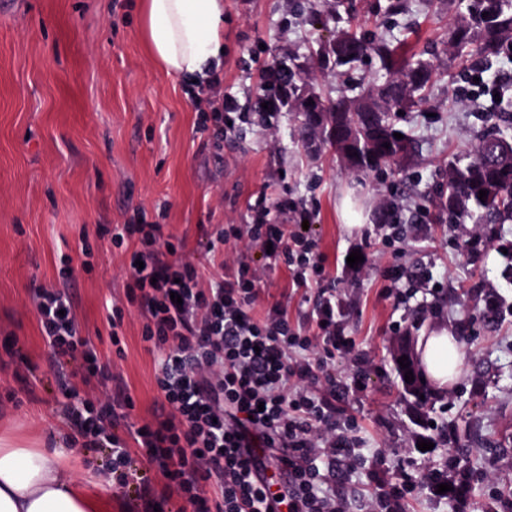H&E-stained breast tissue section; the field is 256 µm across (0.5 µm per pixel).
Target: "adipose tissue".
<instances>
[{
	"mask_svg": "<svg viewBox=\"0 0 512 512\" xmlns=\"http://www.w3.org/2000/svg\"><path fill=\"white\" fill-rule=\"evenodd\" d=\"M144 32L167 74L209 82L224 63V0H145ZM416 352L437 389L458 380L465 354L451 330L420 337ZM61 459L55 450L0 439V512H112L111 497L88 493Z\"/></svg>",
	"mask_w": 512,
	"mask_h": 512,
	"instance_id": "obj_1",
	"label": "adipose tissue"
}]
</instances>
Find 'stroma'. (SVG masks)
Returning a JSON list of instances; mask_svg holds the SVG:
<instances>
[{"instance_id": "1", "label": "stroma", "mask_w": 512, "mask_h": 512, "mask_svg": "<svg viewBox=\"0 0 512 512\" xmlns=\"http://www.w3.org/2000/svg\"><path fill=\"white\" fill-rule=\"evenodd\" d=\"M0 9V437L20 448H61L77 459L80 480L99 485L112 457L71 446L60 415L63 395L48 362L30 293L63 286L73 299L82 337L113 375L110 389L135 401L115 432L126 436L150 417L159 399L155 366L142 341L144 318L126 317L113 346L106 299H123L129 249L111 247L98 230L134 217L183 238L204 276L218 264L206 253L200 225L247 224L263 186L288 194L315 214L309 232L321 259L311 288L292 295L288 320L313 310L319 287L335 286L336 317L364 370L336 355L330 370L344 391L336 404L341 431L366 457L384 455L390 470L442 468L449 451L483 472L470 492L472 512L491 495L512 494V317L492 322L485 301L512 302L501 275L498 241L467 250L470 224L440 220L433 206L449 154L466 149L482 127L475 107L455 89L467 68L445 75L444 33L453 16L437 0H405L384 15L385 0H353L356 22L404 40L430 58L437 76L426 101L397 120L416 152L399 175L352 176L334 150L316 156L301 146L302 115L284 112L273 128L243 124L224 141L199 132L211 101L234 95L254 105L263 72L289 54L309 61L313 40L334 28L317 22L304 0H224V66L219 80L195 86L152 60L142 31L140 0H13ZM362 216L346 226L344 198ZM423 222L418 236L394 238V224ZM89 241L91 271L63 279L64 257ZM358 251L357 267L347 258ZM460 328L465 360L448 390L427 402L406 395L397 369L401 347L415 348L433 328ZM454 440H447V433ZM433 447L421 451L420 441Z\"/></svg>"}]
</instances>
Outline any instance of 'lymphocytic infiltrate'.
Instances as JSON below:
<instances>
[{
  "instance_id": "1",
  "label": "lymphocytic infiltrate",
  "mask_w": 512,
  "mask_h": 512,
  "mask_svg": "<svg viewBox=\"0 0 512 512\" xmlns=\"http://www.w3.org/2000/svg\"><path fill=\"white\" fill-rule=\"evenodd\" d=\"M252 210V223L209 233L208 249L220 255L221 273L207 281L183 240L164 234L162 225L109 229L114 248L134 238L140 247L131 254L125 298L105 301L106 318L115 329L128 308L144 318L142 339L155 356L161 401L127 441L112 427L134 406L128 393L107 392L95 403L73 388L61 415L82 447L110 448L113 482L128 484V445L136 443L195 512H347L332 484L337 473L353 470L356 442L338 431L339 387L329 361L345 352L359 367L367 357L354 353L336 320L335 289H322L303 336L281 303L255 312L260 268L286 266L296 291L307 284L302 268L314 252L312 240L297 230L312 217L305 204L280 199L271 206L261 195ZM253 248L262 251L261 263L249 257ZM175 294L180 303L172 302ZM31 301L51 365L76 362L95 371L96 348L77 335L70 295L39 287ZM368 478L369 512H406L413 488L433 493L442 484L463 512L474 474L453 465L392 474L378 461ZM206 487L214 489L213 498L202 497Z\"/></svg>"
}]
</instances>
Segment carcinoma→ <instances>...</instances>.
<instances>
[{"mask_svg":"<svg viewBox=\"0 0 512 512\" xmlns=\"http://www.w3.org/2000/svg\"><path fill=\"white\" fill-rule=\"evenodd\" d=\"M448 11L455 16L448 31V52L453 56L476 64L512 57V0H448ZM367 57L375 59L389 78L362 85L355 94L329 105L309 87V74L296 66L291 70L288 110L303 116L302 139L308 152L330 146L351 173L386 176L415 151L409 135L394 137L401 132L396 117L425 99L433 69L419 56H402L382 35H361L349 28H337L333 38L318 42L312 51L321 70L345 79ZM511 108L512 103L501 105V111L491 115L494 123L481 132L472 149L448 160L435 201L448 223L474 225L476 242L494 241L498 225L512 222V153L498 152L500 144L512 143L499 125H512ZM385 143L390 147H383ZM481 190L487 191L482 200Z\"/></svg>","mask_w":512,"mask_h":512,"instance_id":"carcinoma-1","label":"carcinoma"}]
</instances>
